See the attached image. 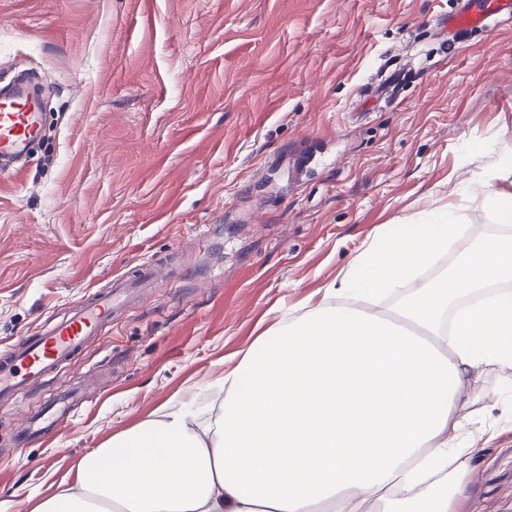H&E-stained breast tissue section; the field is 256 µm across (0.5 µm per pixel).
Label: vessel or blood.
Wrapping results in <instances>:
<instances>
[{"mask_svg":"<svg viewBox=\"0 0 512 512\" xmlns=\"http://www.w3.org/2000/svg\"><path fill=\"white\" fill-rule=\"evenodd\" d=\"M512 9L503 0H486L484 9L472 8V0H458L457 8L441 15L451 37L460 38L474 30L488 28L491 21L507 16ZM43 129L38 102L25 84L0 87V180L13 178L8 163L28 155ZM156 264L137 267L134 277L114 278L110 288L84 294L70 316L54 323L44 332L21 342L0 348V398L37 386L45 381L56 365L80 350L123 306L132 288L154 281Z\"/></svg>","mask_w":512,"mask_h":512,"instance_id":"1","label":"vessel or blood"}]
</instances>
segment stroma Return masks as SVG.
I'll return each mask as SVG.
<instances>
[{"label":"stroma","instance_id":"1","mask_svg":"<svg viewBox=\"0 0 512 512\" xmlns=\"http://www.w3.org/2000/svg\"><path fill=\"white\" fill-rule=\"evenodd\" d=\"M456 0H0V77L42 93L0 184V345L143 262L162 275L41 385L0 402V512L76 486L90 449L224 373L375 232L457 206L512 148V24L454 49ZM84 397L47 436L25 415ZM458 512H512V405Z\"/></svg>","mask_w":512,"mask_h":512}]
</instances>
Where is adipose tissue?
<instances>
[{
    "label": "adipose tissue",
    "mask_w": 512,
    "mask_h": 512,
    "mask_svg": "<svg viewBox=\"0 0 512 512\" xmlns=\"http://www.w3.org/2000/svg\"><path fill=\"white\" fill-rule=\"evenodd\" d=\"M512 150L479 181L497 231L473 239L453 207L382 226L340 283L278 323L196 400L112 437L77 464L75 490L40 512H455L472 483L484 431L464 391L512 368ZM462 250L446 273L424 278ZM407 288L392 313L365 302Z\"/></svg>",
    "instance_id": "obj_1"
}]
</instances>
